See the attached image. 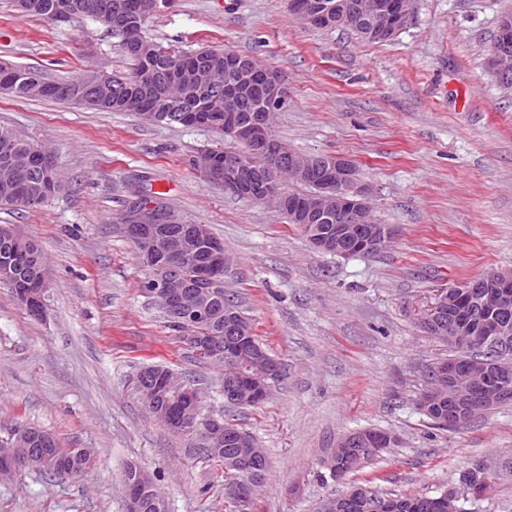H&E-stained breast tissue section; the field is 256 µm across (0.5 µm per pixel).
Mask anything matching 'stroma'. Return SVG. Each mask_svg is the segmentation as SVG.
I'll return each mask as SVG.
<instances>
[{
    "mask_svg": "<svg viewBox=\"0 0 512 512\" xmlns=\"http://www.w3.org/2000/svg\"><path fill=\"white\" fill-rule=\"evenodd\" d=\"M510 10L512 0H414L380 43L304 24L288 0H171L148 19L143 34L160 46L232 49L281 75L275 137L352 159L374 188V217L396 230L366 256L317 251L274 207L204 181L189 159L224 144L219 131L0 93V128L49 148L62 174L44 205L0 210V224L40 246L49 279L41 320L0 286V439L26 425L93 454L79 480L34 467L0 479V512H124L130 464L154 476L169 512H234L223 465L146 410L136 375L153 364L197 381L204 414L264 448L270 468L250 512H314L373 471L390 491L433 494L476 467L490 488L466 512H512V404L448 431L416 406L428 367L448 355L420 318L441 290L512 269V89L485 65ZM119 42L95 20L55 23L0 0V59L15 66L58 80L124 73ZM139 184L230 254L224 288L283 365L260 406L228 407L222 370L192 355L142 291L145 272L113 222ZM365 428L395 445L333 480L332 448Z\"/></svg>",
    "mask_w": 512,
    "mask_h": 512,
    "instance_id": "obj_1",
    "label": "stroma"
}]
</instances>
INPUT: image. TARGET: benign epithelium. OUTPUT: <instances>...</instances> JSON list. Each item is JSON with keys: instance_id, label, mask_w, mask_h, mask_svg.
Segmentation results:
<instances>
[{"instance_id": "7a95c632", "label": "benign epithelium", "mask_w": 512, "mask_h": 512, "mask_svg": "<svg viewBox=\"0 0 512 512\" xmlns=\"http://www.w3.org/2000/svg\"><path fill=\"white\" fill-rule=\"evenodd\" d=\"M412 4L413 0H356L332 12L312 6L310 0H288V9L309 24L334 26L339 23L359 29L372 38H390L406 23ZM95 19L106 29L120 32L131 55L141 61L150 57L151 49L142 36L136 17L117 9L99 12ZM221 69L227 78L224 89H215L214 96L203 107L185 113L182 121L189 125L214 124L215 103L222 97L226 110L224 130L232 133L243 148L251 152L260 149L274 164L288 166L298 178H311L314 158L304 154L289 158L280 156L278 141L272 134L269 110L285 105L288 100V89L277 72L264 68L256 73L242 57L226 54L222 67L215 59H195L176 72L173 80L185 85H210ZM492 69L502 82H512L511 57L495 54ZM82 84L85 87L79 94L82 106L97 108L112 100V78L108 73L88 72ZM254 87L263 97V111H236L235 100ZM195 163L214 184L231 193H239L243 187L259 181V173L246 165L238 152L226 153L221 158L212 151H203L196 156ZM351 163L347 156H333L331 167L320 172L323 182L318 191L296 214V218L308 224H324L335 218L344 220V224L311 240L321 251L339 252L343 243L353 238L358 247L371 252L394 235L393 227L371 222L367 200L374 189L352 178ZM28 164V158L23 155L13 157L9 164L0 168V181L10 182L16 171ZM38 167L43 173L44 193L55 194L60 181L54 175V156L47 151L41 152ZM172 224L180 225L178 233L170 232ZM119 230L134 245L139 262L147 269L151 285L149 295L164 316L181 323L213 321L215 295L224 285V267L228 264L221 241L211 238L201 224H180L177 216L162 210L161 203L143 202L135 188L131 190L126 223L119 225ZM198 248L204 251L205 260L195 266L194 278L187 279L183 276L185 257ZM46 288V267L42 265L32 283L25 288H14V293L30 313L42 318ZM511 300L512 271L501 270L480 281L476 290L462 284L451 292H441L423 319L424 327L441 333L443 340L462 351V355L434 368V383L419 396V404L424 409L448 398L451 428L465 416L485 414L492 407L512 404V371L463 353L476 342L512 347V324L500 316ZM224 334L222 345H213L204 337L197 338V343L209 362L217 364L227 360L232 365L231 375L224 379L225 402L231 405L265 400L269 380L276 376L278 366L242 345L238 340L242 334L239 324L226 323ZM141 393L156 418L171 431L181 433L196 429L210 448H222L226 443L240 445L239 455L230 464L248 473L252 479L244 478L230 485L229 494L238 508H245L254 495L253 476L268 464L263 450L252 447V440L246 435H229L224 431L223 421L202 417L198 389L179 381L170 371H160L144 379ZM385 444L384 439L357 431L342 436L336 448H367L376 453L382 451ZM20 459L34 466L47 461L24 447V441L20 439L15 448H0V476L11 475ZM456 501L457 496L445 495L428 499L426 507L433 512H457ZM125 506L126 512H141L139 486L130 484L126 487Z\"/></svg>"}]
</instances>
